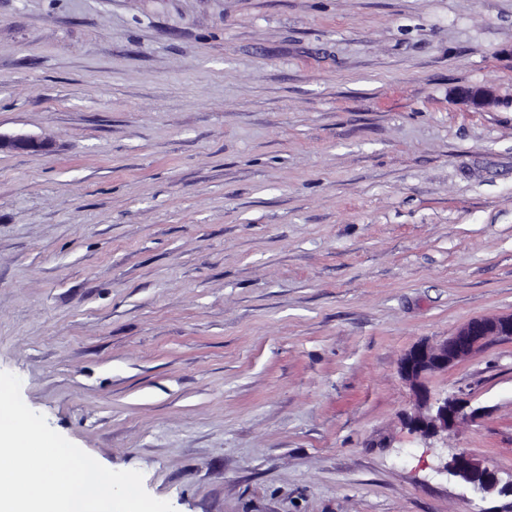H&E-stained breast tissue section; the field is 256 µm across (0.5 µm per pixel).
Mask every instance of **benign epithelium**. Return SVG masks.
I'll list each match as a JSON object with an SVG mask.
<instances>
[{
	"label": "benign epithelium",
	"instance_id": "benign-epithelium-1",
	"mask_svg": "<svg viewBox=\"0 0 512 512\" xmlns=\"http://www.w3.org/2000/svg\"><path fill=\"white\" fill-rule=\"evenodd\" d=\"M456 96L477 108L491 106L497 95L489 88L460 87ZM8 148L26 152H46L50 142L36 136L0 134V150ZM491 337L512 339V314L499 317L476 318L462 325L455 333L439 344L421 341L412 346L402 357L399 365L401 377L415 390L422 388L425 377L433 372L445 371L461 359L473 354ZM427 412L418 413L408 420L410 429L425 439H431L448 431L458 421L478 415V410L467 411V402L456 396L426 400ZM454 477L482 495L497 489L512 492V482L500 486L495 470L473 458L465 451L454 454L445 463Z\"/></svg>",
	"mask_w": 512,
	"mask_h": 512
}]
</instances>
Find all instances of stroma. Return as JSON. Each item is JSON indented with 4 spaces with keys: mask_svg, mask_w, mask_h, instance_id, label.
<instances>
[{
    "mask_svg": "<svg viewBox=\"0 0 512 512\" xmlns=\"http://www.w3.org/2000/svg\"><path fill=\"white\" fill-rule=\"evenodd\" d=\"M462 86L495 90L475 109ZM0 371L175 512H512V0H0ZM50 142L36 136L18 134L13 136L2 135L0 133V151L4 148L26 151V152H46L50 149ZM491 337L512 339V314L470 320L439 344H415L402 357L399 373L419 392L428 374L448 370L482 348ZM427 412L418 413L408 420L410 429L424 439H431L448 432L459 420L478 415V409L467 413V402L456 396H445L434 400L427 399ZM445 468L448 473L482 496L496 491L500 485V479L495 470L465 451L455 453L449 461L447 460Z\"/></svg>",
    "mask_w": 512,
    "mask_h": 512,
    "instance_id": "35a3bbf8",
    "label": "stroma"
}]
</instances>
